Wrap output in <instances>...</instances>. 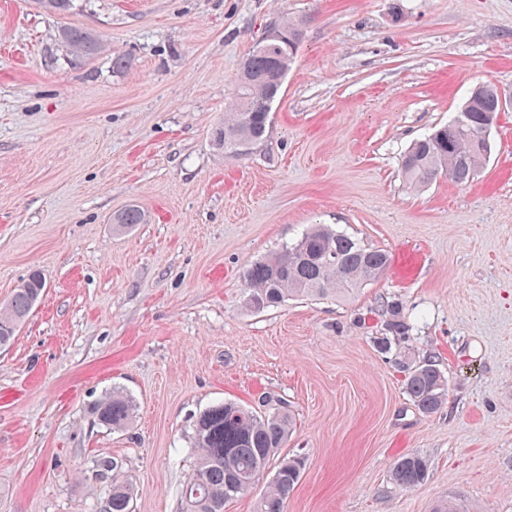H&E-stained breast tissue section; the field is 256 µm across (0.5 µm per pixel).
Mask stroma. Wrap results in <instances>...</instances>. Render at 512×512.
I'll list each match as a JSON object with an SVG mask.
<instances>
[{"instance_id":"35a3bbf8","label":"stroma","mask_w":512,"mask_h":512,"mask_svg":"<svg viewBox=\"0 0 512 512\" xmlns=\"http://www.w3.org/2000/svg\"><path fill=\"white\" fill-rule=\"evenodd\" d=\"M287 17L304 35L267 136L223 153L241 63ZM70 24L107 51L72 55ZM480 81L512 100V0H0V304L32 270L47 284L0 350V512H103L115 482L133 512H186L195 417L267 395L305 459L286 512H512V109L468 183L401 176ZM132 206L145 223L116 228ZM314 224L389 268L246 311V268ZM394 300L413 329L385 352ZM399 354L446 376L437 412ZM115 387L138 406L122 432L90 411ZM411 453L429 475L405 491L389 472ZM102 457L118 468L95 475Z\"/></svg>"}]
</instances>
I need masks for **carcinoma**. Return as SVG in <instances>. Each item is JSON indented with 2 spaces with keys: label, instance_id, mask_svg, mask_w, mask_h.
Wrapping results in <instances>:
<instances>
[{
  "label": "carcinoma",
  "instance_id": "carcinoma-1",
  "mask_svg": "<svg viewBox=\"0 0 512 512\" xmlns=\"http://www.w3.org/2000/svg\"><path fill=\"white\" fill-rule=\"evenodd\" d=\"M44 11L67 14L74 0H37ZM62 42L74 53L92 56L106 50L98 35L78 27H64ZM295 59L284 41L251 51L243 62L235 89L234 108L213 133L215 146L234 153L239 143L255 144L267 131L273 104L280 97L282 78ZM497 91L489 82L476 86L463 104L459 118L416 141L402 161V176L413 191L439 176L464 184L486 164L491 142L481 134L494 126ZM145 214L131 207L113 217L124 228L141 224ZM390 263L382 250L361 245L353 237L321 224L309 228L297 241L252 264L243 274L245 305L261 312L290 297H345L382 275ZM46 288L38 271L14 289L0 307V347L15 338L16 328L28 316ZM386 330L406 337L410 324L402 304L387 305ZM404 373L406 393L418 409L431 414L448 397V380L430 359L405 358L397 362ZM265 411L235 402L217 403L201 412L192 424L194 469L182 487L187 512H224V506L262 480L271 462L278 460L260 504V512H285L289 494L303 470L299 457L281 454L293 428L288 405L273 397L262 400ZM137 409L135 400L120 390L99 399L92 411L110 430L128 427ZM429 473L426 458L406 454L398 458L390 478L402 490L423 483ZM134 490L127 483L109 489L104 512H132Z\"/></svg>",
  "mask_w": 512,
  "mask_h": 512
}]
</instances>
